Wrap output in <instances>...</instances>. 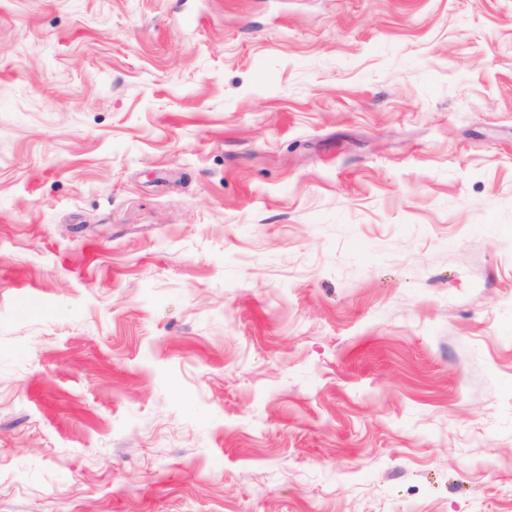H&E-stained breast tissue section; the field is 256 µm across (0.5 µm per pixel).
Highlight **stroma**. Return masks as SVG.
Listing matches in <instances>:
<instances>
[{
	"mask_svg": "<svg viewBox=\"0 0 512 512\" xmlns=\"http://www.w3.org/2000/svg\"><path fill=\"white\" fill-rule=\"evenodd\" d=\"M0 512H512V0H0Z\"/></svg>",
	"mask_w": 512,
	"mask_h": 512,
	"instance_id": "35a3bbf8",
	"label": "stroma"
}]
</instances>
